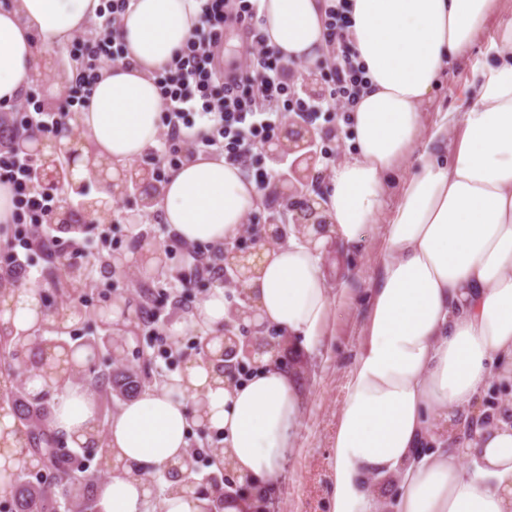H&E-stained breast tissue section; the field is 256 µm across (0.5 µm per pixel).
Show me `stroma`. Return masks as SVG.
<instances>
[{
	"label": "stroma",
	"instance_id": "35a3bbf8",
	"mask_svg": "<svg viewBox=\"0 0 512 512\" xmlns=\"http://www.w3.org/2000/svg\"><path fill=\"white\" fill-rule=\"evenodd\" d=\"M478 55L474 49L469 57L450 62L433 98L422 106L425 126H432L441 110L461 105L471 79L472 60ZM298 127L311 129L317 148L334 152L337 161L353 159L356 154L353 137L341 113H331L328 120L311 124L302 121ZM135 217L140 220L143 238L171 239L169 228L160 227L158 215H140L135 201H126L116 209L114 222L85 228L92 238H104L105 243L99 248L101 254L124 258V269L95 267L88 278V288L77 294H62L49 278L54 265L42 262L38 265V285L49 292L53 304L72 308L101 309L110 298H122L128 304L126 320L130 323L140 322L143 288H154L170 325L178 329L174 343L167 346L154 341L151 326L142 325L138 337L129 340L121 365L138 373L167 367L177 374L187 362L199 358L195 345L202 331L189 321L188 315L209 294L213 282L197 279L187 296L171 292L174 276L184 271L183 255L176 249L168 251L158 272L144 274L136 262L135 244L129 232L130 221ZM384 231V224H370L358 244L332 247L326 262L327 285L332 294L338 295L339 302L332 308L326 334L312 347L285 357L288 365L299 368L304 401L296 450L288 458L266 512H328L333 437L349 370L363 339L369 291L379 272L377 260L384 248Z\"/></svg>",
	"mask_w": 512,
	"mask_h": 512
}]
</instances>
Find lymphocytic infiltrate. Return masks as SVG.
Returning <instances> with one entry per match:
<instances>
[{"mask_svg":"<svg viewBox=\"0 0 512 512\" xmlns=\"http://www.w3.org/2000/svg\"><path fill=\"white\" fill-rule=\"evenodd\" d=\"M129 2L106 0L99 11L98 36L75 41L81 71L77 90L68 95L64 106L55 111L39 108L20 118L0 113V182L13 188L14 221L19 225V241L9 244L7 267L0 271V278L16 283L29 278L35 256H53L60 240L55 193L41 186L38 160L19 154L16 135L22 128L53 134L65 125L70 107L85 103L104 61L115 62L123 56L116 33ZM199 2L200 27L158 75L163 132L150 149L158 171L175 170L200 154L218 153L246 172L257 163V150L285 113L315 121L333 106L346 115L353 112L367 80L350 39L348 0H326L325 36L336 52V65L324 93L317 97L285 81L280 58L260 30L259 0ZM229 27L245 31L250 39L247 64L232 71L220 63ZM201 122L209 125L207 135L197 129Z\"/></svg>","mask_w":512,"mask_h":512,"instance_id":"1","label":"lymphocytic infiltrate"}]
</instances>
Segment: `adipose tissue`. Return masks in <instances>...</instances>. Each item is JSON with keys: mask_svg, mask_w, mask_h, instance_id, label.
<instances>
[{"mask_svg": "<svg viewBox=\"0 0 512 512\" xmlns=\"http://www.w3.org/2000/svg\"><path fill=\"white\" fill-rule=\"evenodd\" d=\"M351 39L369 86L353 114L358 154L338 164L313 206L327 222L289 228L247 259L245 327L278 339L255 353L242 380L217 361L143 390L113 416L111 474L97 512H263L294 449L302 389L283 361L325 335L333 299L325 258L386 215L381 276L345 385L333 443L330 512H512V401L484 417L493 382L512 384V15L496 27L497 0H349ZM101 0H0V108L40 76L51 53L93 26ZM261 29L282 62L327 52L322 0H260ZM199 24L196 0H131L118 37L123 59L105 66L71 126L84 148L73 180L98 161L113 180L133 169L161 130L155 75ZM484 43L471 104L425 128L421 107L451 59ZM412 174L392 181L407 157ZM265 195L223 157L199 156L172 172L152 206L190 245L233 242ZM232 303L214 286L191 319L213 355ZM0 323L33 336L47 324L39 291L0 301ZM49 421L69 447L92 438L97 395L59 385ZM221 434L231 475L249 496L220 505L179 485L191 426ZM161 487L152 498L144 474Z\"/></svg>", "mask_w": 512, "mask_h": 512, "instance_id": "adipose-tissue-1", "label": "adipose tissue"}]
</instances>
